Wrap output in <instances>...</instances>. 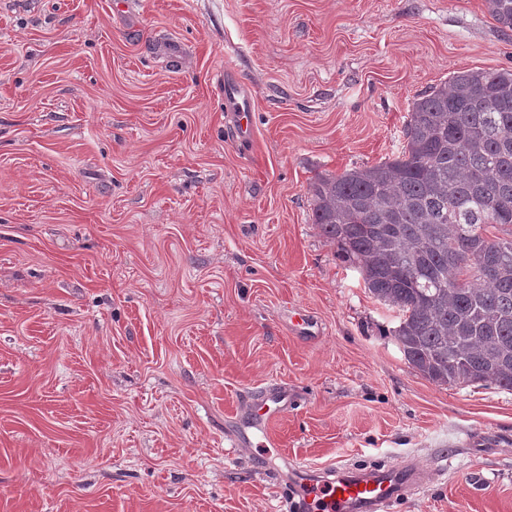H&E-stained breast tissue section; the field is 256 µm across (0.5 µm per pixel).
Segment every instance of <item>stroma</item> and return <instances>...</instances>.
Returning a JSON list of instances; mask_svg holds the SVG:
<instances>
[{
	"mask_svg": "<svg viewBox=\"0 0 512 512\" xmlns=\"http://www.w3.org/2000/svg\"><path fill=\"white\" fill-rule=\"evenodd\" d=\"M500 69L484 0H0V512H287L290 457L431 471L393 512H512V391L410 366L309 193ZM271 384L292 406L235 445ZM224 104L235 112L237 135L241 143L249 141V122L252 119L253 95L251 90L235 77L231 68L224 70Z\"/></svg>",
	"mask_w": 512,
	"mask_h": 512,
	"instance_id": "obj_1",
	"label": "stroma"
}]
</instances>
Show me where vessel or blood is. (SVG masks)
<instances>
[{"label": "vessel or blood", "instance_id": "vessel-or-blood-1", "mask_svg": "<svg viewBox=\"0 0 512 512\" xmlns=\"http://www.w3.org/2000/svg\"><path fill=\"white\" fill-rule=\"evenodd\" d=\"M224 104L235 114L241 143H248L253 95L229 68L224 71ZM287 410V390H265L254 397L246 426L255 433L267 432ZM288 466L299 477L301 512H391L405 490H418L426 480L424 469L409 460L364 472L336 466L319 469L296 459Z\"/></svg>", "mask_w": 512, "mask_h": 512}]
</instances>
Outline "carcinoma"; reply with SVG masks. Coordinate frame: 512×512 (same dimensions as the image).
Wrapping results in <instances>:
<instances>
[{
  "instance_id": "cac0c4a2",
  "label": "carcinoma",
  "mask_w": 512,
  "mask_h": 512,
  "mask_svg": "<svg viewBox=\"0 0 512 512\" xmlns=\"http://www.w3.org/2000/svg\"><path fill=\"white\" fill-rule=\"evenodd\" d=\"M484 2L512 30V0ZM404 137L393 159L312 182L313 223L401 312L409 365L512 391V71L459 72L416 98ZM476 244L490 275L470 273Z\"/></svg>"
}]
</instances>
